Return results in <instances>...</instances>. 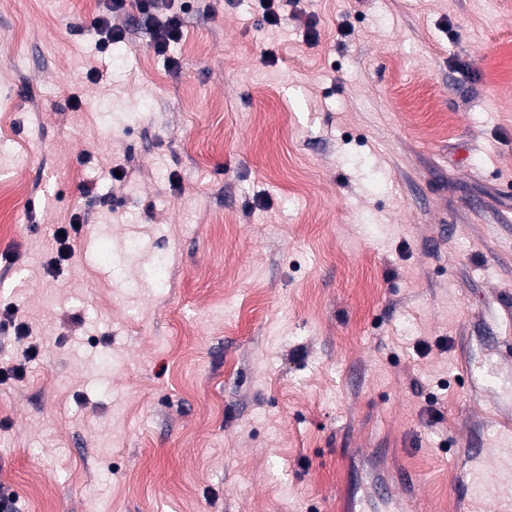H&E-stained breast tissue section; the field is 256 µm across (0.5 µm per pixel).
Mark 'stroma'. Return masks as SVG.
Returning <instances> with one entry per match:
<instances>
[{"label":"stroma","mask_w":512,"mask_h":512,"mask_svg":"<svg viewBox=\"0 0 512 512\" xmlns=\"http://www.w3.org/2000/svg\"><path fill=\"white\" fill-rule=\"evenodd\" d=\"M93 14L0 0L20 512H492L454 486L512 418V0H194L164 56ZM263 9L262 20L269 26L278 27L288 20L285 7L297 3V0H260ZM82 223L83 220L80 214L75 213L71 216L69 224L58 225L54 231L53 244L56 255L46 264V269L50 273L57 270L62 261H67L73 256L71 241H73V237H76L81 232L83 228ZM75 224H78V227H75ZM60 231H63V235H60Z\"/></svg>","instance_id":"1"}]
</instances>
